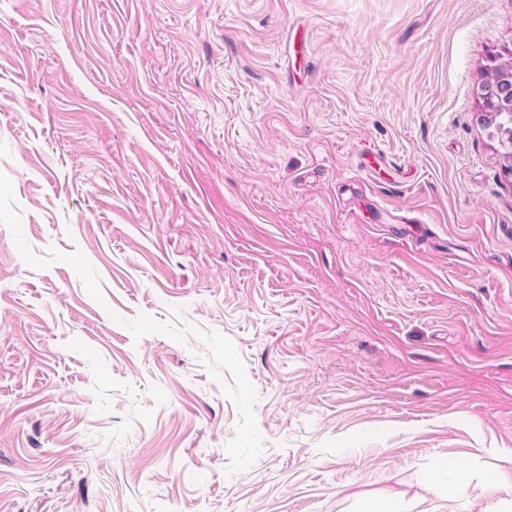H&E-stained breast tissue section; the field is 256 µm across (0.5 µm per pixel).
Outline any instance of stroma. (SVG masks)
<instances>
[{"instance_id":"obj_1","label":"stroma","mask_w":512,"mask_h":512,"mask_svg":"<svg viewBox=\"0 0 512 512\" xmlns=\"http://www.w3.org/2000/svg\"><path fill=\"white\" fill-rule=\"evenodd\" d=\"M503 45L512 0H0V512H429L438 459L490 505Z\"/></svg>"}]
</instances>
